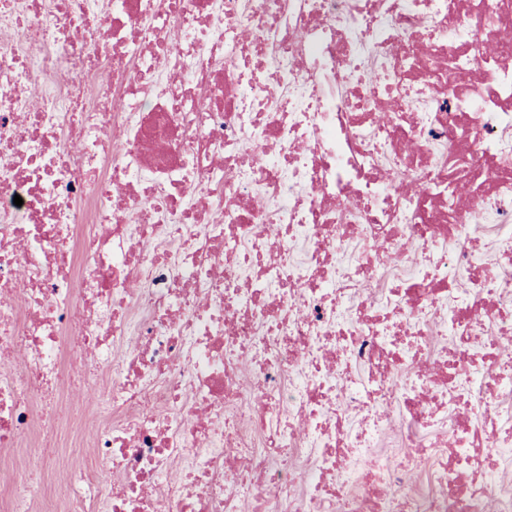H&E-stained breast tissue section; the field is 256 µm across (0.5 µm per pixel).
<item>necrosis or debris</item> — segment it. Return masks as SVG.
<instances>
[{"label": "necrosis or debris", "instance_id": "obj_1", "mask_svg": "<svg viewBox=\"0 0 512 512\" xmlns=\"http://www.w3.org/2000/svg\"><path fill=\"white\" fill-rule=\"evenodd\" d=\"M510 29L0 0V447L70 375L98 417L57 512H512ZM398 441V437L395 433H391L384 444V447L379 448L389 458V463L399 469H409L412 474V480L408 483L407 488H415L421 477L429 470L433 464V460H427L425 458H418L408 460L403 457V453L399 452L395 445Z\"/></svg>", "mask_w": 512, "mask_h": 512}]
</instances>
